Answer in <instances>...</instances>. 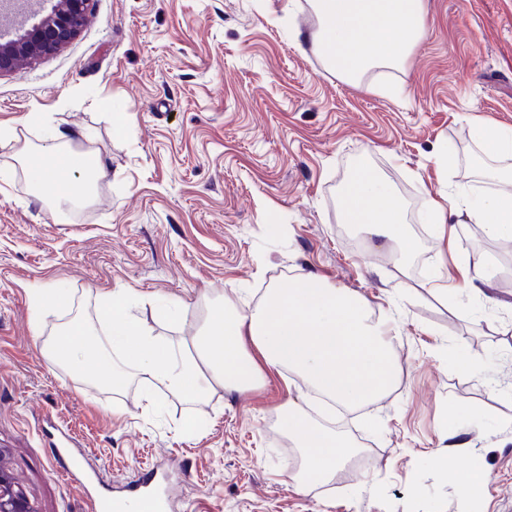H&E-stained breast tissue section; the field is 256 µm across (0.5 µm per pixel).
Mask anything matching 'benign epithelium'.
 Listing matches in <instances>:
<instances>
[{"instance_id": "7a95c632", "label": "benign epithelium", "mask_w": 512, "mask_h": 512, "mask_svg": "<svg viewBox=\"0 0 512 512\" xmlns=\"http://www.w3.org/2000/svg\"><path fill=\"white\" fill-rule=\"evenodd\" d=\"M49 11L26 28L0 35V76L21 74L43 57L66 47L81 31L92 0H48ZM0 512H36L14 481L0 451Z\"/></svg>"}]
</instances>
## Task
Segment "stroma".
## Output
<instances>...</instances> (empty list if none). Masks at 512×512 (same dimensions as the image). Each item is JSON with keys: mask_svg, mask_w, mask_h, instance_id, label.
Masks as SVG:
<instances>
[{"mask_svg": "<svg viewBox=\"0 0 512 512\" xmlns=\"http://www.w3.org/2000/svg\"><path fill=\"white\" fill-rule=\"evenodd\" d=\"M425 4L426 33L384 75L385 94L344 82L298 43L318 26L307 0H92L63 50L0 76V126L14 131L0 148V449L36 512H87L61 474L66 445L99 471L103 496L164 464L170 512H512V246L474 224L435 240L423 207L427 195L485 189L474 118L512 128V0ZM50 126L91 130L74 146L106 164L94 204L67 223L17 157ZM363 164L422 242L404 269L342 221V188ZM476 254L497 262L479 297L457 286ZM310 274L361 294L396 332L394 387L335 417L354 457L371 460L361 475L298 490L301 456L275 425L288 400L277 372L202 403L166 394L148 413L143 383L114 391L46 358L75 320L104 340L97 312L116 288L179 345L213 304L252 307ZM437 275L447 295L431 288ZM49 287L67 302L35 318L32 292ZM165 306L178 307L174 320H157ZM455 345L481 356L477 374L450 365ZM452 405L484 416L466 436L490 475L472 506L431 463L450 443ZM189 416L200 425L190 435Z\"/></svg>", "mask_w": 512, "mask_h": 512, "instance_id": "35a3bbf8", "label": "stroma"}]
</instances>
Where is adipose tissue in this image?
I'll use <instances>...</instances> for the list:
<instances>
[{"mask_svg":"<svg viewBox=\"0 0 512 512\" xmlns=\"http://www.w3.org/2000/svg\"><path fill=\"white\" fill-rule=\"evenodd\" d=\"M319 27L310 44L330 69L359 85L377 69L403 67L422 39L425 0H311ZM75 133L51 127L46 144L24 148L31 181L41 198L72 206L91 204L97 181L105 174L101 156L84 158L69 150ZM473 138L489 158L512 156V129L492 118L473 127ZM73 180L62 183L60 166ZM493 189L478 198L464 190L449 193L447 203L427 199L434 223L479 225L487 237L512 239V169L491 171ZM345 223L369 238L397 246L399 260L418 253L419 244L405 230L404 207L389 186L366 166H359L343 188ZM118 358L90 338L85 327L64 328L51 344V365L70 364L112 389L138 377L150 392L206 400L215 388L244 392L264 383L267 370L289 371L308 390L341 405H360L386 394L395 384L394 328L389 316L374 314L360 295L333 288L317 276L267 289L261 303L239 309L214 305L190 346L174 347L155 336L132 313L128 289H113L98 311ZM298 394L281 407L279 424L304 457L300 487L332 478L350 461L349 443L330 428L312 423ZM432 463L452 482L461 498L481 496L489 475L484 463L469 458L452 467L445 453Z\"/></svg>","mask_w":512,"mask_h":512,"instance_id":"adipose-tissue-1","label":"adipose tissue"}]
</instances>
